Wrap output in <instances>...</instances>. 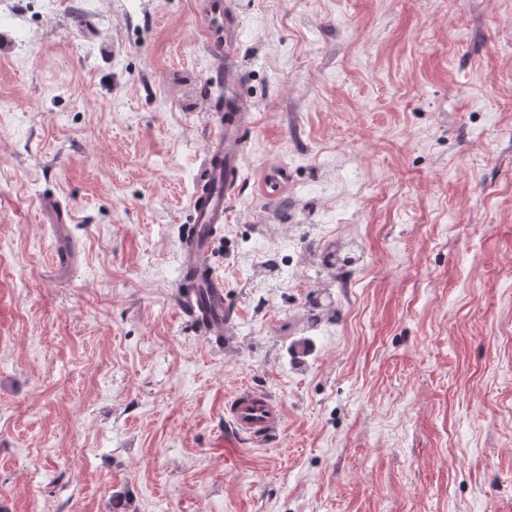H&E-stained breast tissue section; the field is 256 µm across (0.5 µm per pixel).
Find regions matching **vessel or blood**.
I'll return each mask as SVG.
<instances>
[{
	"mask_svg": "<svg viewBox=\"0 0 512 512\" xmlns=\"http://www.w3.org/2000/svg\"><path fill=\"white\" fill-rule=\"evenodd\" d=\"M205 46L216 71L229 66L237 41L238 21L226 0H205ZM211 132L205 142L191 199L192 224L186 225L179 262L187 278L181 284L184 311L211 336L224 333V281L213 264L215 240L227 222V203L241 177V132L249 123L237 102L213 113ZM225 413L237 436L258 439L274 433L282 423L280 405L266 392L242 387L227 400Z\"/></svg>",
	"mask_w": 512,
	"mask_h": 512,
	"instance_id": "1",
	"label": "vessel or blood"
}]
</instances>
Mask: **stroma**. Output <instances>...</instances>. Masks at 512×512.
Returning a JSON list of instances; mask_svg holds the SVG:
<instances>
[{
  "mask_svg": "<svg viewBox=\"0 0 512 512\" xmlns=\"http://www.w3.org/2000/svg\"><path fill=\"white\" fill-rule=\"evenodd\" d=\"M227 2L217 84L199 0H0V512H512V0ZM232 99L217 344L178 247ZM231 431L238 437L263 438L274 433L282 423L280 405L266 392L240 387L225 403Z\"/></svg>",
  "mask_w": 512,
  "mask_h": 512,
  "instance_id": "obj_1",
  "label": "stroma"
}]
</instances>
